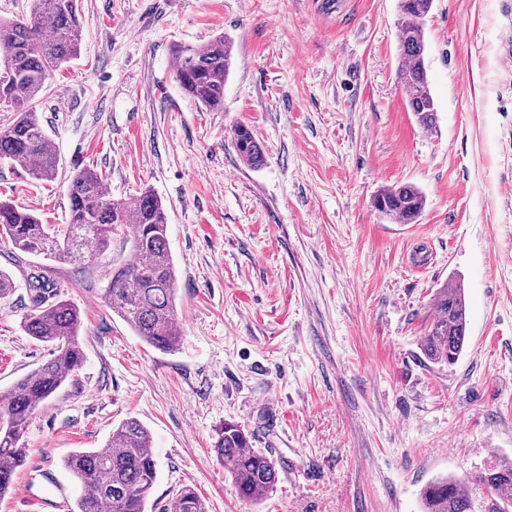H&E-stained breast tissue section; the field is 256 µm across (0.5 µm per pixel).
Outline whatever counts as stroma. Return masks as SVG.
<instances>
[{"label": "stroma", "mask_w": 512, "mask_h": 512, "mask_svg": "<svg viewBox=\"0 0 512 512\" xmlns=\"http://www.w3.org/2000/svg\"><path fill=\"white\" fill-rule=\"evenodd\" d=\"M397 0H78L81 53L38 102L61 159L54 181L0 159V200L45 224L68 220V180L90 168L113 201L152 189L167 206L182 344L165 354L104 301L128 242L89 263L13 255L0 300V392L49 347L20 327L41 273L81 311L84 362L40 406L29 464L0 512H76L64 467L122 421L150 432V498L188 486L206 512H421L431 479L465 480L512 459V0H434L425 21L437 110L415 123L396 79ZM225 37L224 107L175 78V46ZM249 125L265 164L244 165ZM425 197L413 224L373 208L386 186ZM468 303L458 362L421 347L448 279ZM234 421L271 455L278 482L241 501L212 451ZM234 140L237 154L246 166L253 169L264 166L265 156L261 144L248 126L237 125L234 129Z\"/></svg>", "instance_id": "35a3bbf8"}]
</instances>
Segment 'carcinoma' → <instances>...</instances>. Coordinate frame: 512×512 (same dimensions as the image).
<instances>
[{
	"label": "carcinoma",
	"mask_w": 512,
	"mask_h": 512,
	"mask_svg": "<svg viewBox=\"0 0 512 512\" xmlns=\"http://www.w3.org/2000/svg\"><path fill=\"white\" fill-rule=\"evenodd\" d=\"M400 17L397 76L407 93V105L417 126L430 132L436 124L430 90L424 19L434 0H398ZM81 30L77 0H31L29 14L0 19V104L16 112L11 126L0 131V159L30 166L32 175L50 182L57 176L59 155L44 130L37 103L52 72L76 58ZM175 76L181 88L210 109L224 107V82L233 64L232 47L224 37L204 45L174 51ZM241 161L258 169L265 164L261 144L243 124L234 129ZM104 176L91 169L69 178V221L59 229L44 224L29 210L0 202V237L14 252L74 262L89 261L104 251L112 235L131 243L133 258L112 270L105 301L130 330L153 348L170 353L182 338L176 303V268L168 249V224L163 201L152 190L142 192L131 206L107 195ZM425 199L412 184L387 186L377 192L374 208L399 224H414ZM31 308L22 329L51 347V358L0 393V501L11 492L17 469L26 464L28 449L21 439L36 411L82 365L78 336L81 314L60 298L53 282L42 274L28 279ZM434 315L426 325L422 347L434 363H456L467 337V304L463 285L454 280L440 287L433 299ZM213 452L229 475L240 499L256 501L278 481L275 461L251 449L247 431L226 421L216 432ZM65 467L81 486L77 512H147L157 479L151 436L130 418L112 430L103 448L73 451ZM492 497L491 512H512V460L476 476ZM423 512H472L463 483L451 477L428 481L420 492ZM173 512H205L191 489L181 490Z\"/></svg>",
	"instance_id": "carcinoma-1"
}]
</instances>
